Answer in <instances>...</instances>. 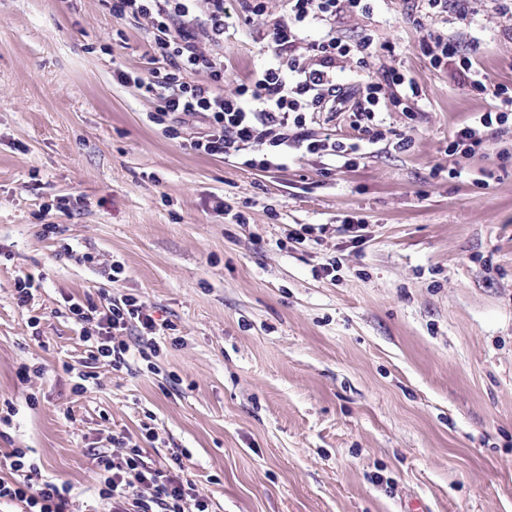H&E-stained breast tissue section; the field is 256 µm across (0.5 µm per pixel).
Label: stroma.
<instances>
[{"instance_id":"obj_1","label":"stroma","mask_w":512,"mask_h":512,"mask_svg":"<svg viewBox=\"0 0 512 512\" xmlns=\"http://www.w3.org/2000/svg\"><path fill=\"white\" fill-rule=\"evenodd\" d=\"M499 7L418 26L408 0H372L310 26L311 39L394 47L366 68L393 62L422 89L413 116L382 115L411 145L366 146L352 168L292 150L261 171L166 137L147 118L156 102L113 79L147 69L143 20L112 0H0V405L16 409L0 449H33L78 512H108L93 455L148 420L146 462L181 457L214 512H512V138L488 132L479 154L445 156L492 102L420 49L426 32L455 34L512 83ZM285 10L267 0L226 30L225 94L262 64L259 35ZM295 224L326 231L299 245ZM25 276L36 291L21 308ZM130 294L175 336L75 392L86 346L67 298Z\"/></svg>"}]
</instances>
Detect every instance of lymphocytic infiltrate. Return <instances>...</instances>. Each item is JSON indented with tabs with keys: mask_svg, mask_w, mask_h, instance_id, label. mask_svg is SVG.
I'll return each mask as SVG.
<instances>
[{
	"mask_svg": "<svg viewBox=\"0 0 512 512\" xmlns=\"http://www.w3.org/2000/svg\"><path fill=\"white\" fill-rule=\"evenodd\" d=\"M198 0H113L112 9L146 20L151 39L152 66L144 72L115 70L118 83L135 86L143 97L157 101L151 113L166 136L186 138L201 155L238 159L241 166L265 170L273 160H286L289 150L343 158L355 165L363 143L387 138L376 116L388 106L402 105L419 96L420 89L404 69L384 66L380 75H366L352 95L348 109L357 141H338L331 130L315 131L307 115L335 112L339 89L331 79L339 62L364 64L378 52L374 35L348 42L331 36L306 40L308 21H328L341 15L366 14L370 0H288V10L266 34L267 60L240 83L234 94L224 92V30L243 19L262 15L265 0H207L205 14ZM421 48L430 67L454 65L460 89L491 99L493 108L479 113L474 123L457 129L445 153L472 156L484 148L483 130L512 135V85L489 80L474 67L472 57L458 39L428 34ZM205 81H197V74ZM68 313L90 350L78 371L81 381L96 379V370L119 371L129 364L130 330H138L152 344L161 326L139 298L97 305L70 300ZM150 425H142L140 438L121 432L113 435V453H96L98 495L110 512H210V500L199 491L195 475L186 465L171 470L150 466L142 455L140 439H152ZM9 477H0V512H73L69 484L42 476L27 449L11 448L0 454Z\"/></svg>",
	"mask_w": 512,
	"mask_h": 512,
	"instance_id": "1",
	"label": "lymphocytic infiltrate"
}]
</instances>
